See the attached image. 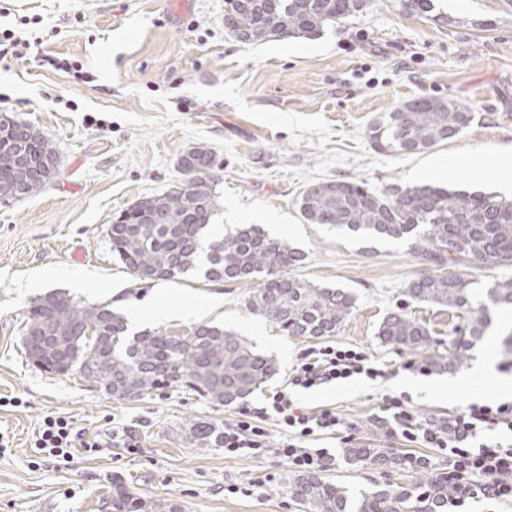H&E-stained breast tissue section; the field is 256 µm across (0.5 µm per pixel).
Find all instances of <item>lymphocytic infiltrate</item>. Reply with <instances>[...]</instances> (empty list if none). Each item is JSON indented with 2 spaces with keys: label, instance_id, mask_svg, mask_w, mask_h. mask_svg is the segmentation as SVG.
<instances>
[{
  "label": "lymphocytic infiltrate",
  "instance_id": "lymphocytic-infiltrate-1",
  "mask_svg": "<svg viewBox=\"0 0 512 512\" xmlns=\"http://www.w3.org/2000/svg\"><path fill=\"white\" fill-rule=\"evenodd\" d=\"M384 375L365 352L346 347H322L309 361L300 363L289 387L271 397L276 421L286 433L279 453L289 466L302 472L323 471L332 459L329 450L307 448L303 442L316 434L336 432L341 424L333 409L299 406L292 396L293 389L356 376L375 380ZM382 408L393 431L406 441L446 451L447 478L457 492L456 507L478 498L512 503V401L469 404L451 416L444 428L418 422L404 395L383 396ZM259 415V410L241 408L238 420L224 428L225 453L257 456L266 451L267 432L257 422ZM87 445L82 431L62 417L45 420L35 441L42 453L62 459L69 458L72 449Z\"/></svg>",
  "mask_w": 512,
  "mask_h": 512
}]
</instances>
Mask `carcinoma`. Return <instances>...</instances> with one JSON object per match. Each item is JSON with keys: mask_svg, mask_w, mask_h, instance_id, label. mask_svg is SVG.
Returning a JSON list of instances; mask_svg holds the SVG:
<instances>
[{"mask_svg": "<svg viewBox=\"0 0 512 512\" xmlns=\"http://www.w3.org/2000/svg\"><path fill=\"white\" fill-rule=\"evenodd\" d=\"M368 5V0H224V30L248 43L320 35ZM473 113L463 103L430 96L412 99L388 120L369 127L380 150L419 152L458 137ZM22 147L0 146V202L41 192L58 176L56 152L30 124ZM185 179L167 190L137 199L112 217L107 236L112 257L142 284L176 281L199 272L208 281L237 282L247 288L249 310L273 322L285 335L333 336L352 312L354 296L344 288L314 285L294 273L305 254L258 224H238L213 232L219 211L216 192L221 163L205 147H190L178 160ZM308 224L399 240L415 238L414 255L423 263L486 260L512 265V202L496 195L450 191L431 184L393 186L383 193L359 178L319 182L299 201ZM476 280L467 273L424 275L405 291V306L383 317L380 342L423 353L436 340L428 327L406 310L410 304L466 308L472 316L456 329L463 343L480 339L490 323L489 306L512 308V279L496 281L487 301L475 299ZM24 335L44 344L30 362L40 370L73 372L128 400L153 390L188 387L200 396L231 405L258 390L277 373L274 359L255 351L236 333L201 324L186 336L161 329L128 334L127 320L110 303L81 304L52 291L28 308ZM200 444L223 442L224 432L208 422L191 427ZM351 462L404 464L373 448H350ZM289 493L305 512H444L455 490L441 477L415 478L401 486L359 492L308 473L289 483ZM154 506L132 491L112 485V512H150Z\"/></svg>", "mask_w": 512, "mask_h": 512, "instance_id": "1", "label": "carcinoma"}]
</instances>
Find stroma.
<instances>
[{"label": "stroma", "mask_w": 512, "mask_h": 512, "mask_svg": "<svg viewBox=\"0 0 512 512\" xmlns=\"http://www.w3.org/2000/svg\"><path fill=\"white\" fill-rule=\"evenodd\" d=\"M7 31L30 40L31 49L12 54ZM421 95L465 103L474 119L459 138L420 153L378 150L370 125ZM1 113L53 144L60 175L37 195L0 204V512H111L116 479L147 503L179 512H304L288 492L295 473L278 453L285 433L274 418L263 422L268 449L257 457L191 444L188 427H222L235 423L241 406H268L297 364L326 345L362 349L385 372L296 394L304 406L331 407L341 417L339 431L316 445L334 456L324 478L354 493L407 480L400 470L349 464L345 450L355 444L426 461L425 478L448 469L438 449L390 432L381 402L403 393L400 381L413 382L410 407L435 426L472 402L499 400L502 384L512 382V370L501 367L510 308L493 309L482 341L465 346L454 328L469 311L412 306L448 363L423 374L407 370L422 354L382 346L377 328L410 282L455 273V266L420 262L402 240L305 223L298 208L312 184L356 177L379 191L415 185L450 156L458 168L435 185L500 191L511 200L496 169L472 168L466 159L512 151V0H435L425 14L370 0L317 38L252 45L225 32L224 0H0ZM192 146L210 148L223 166L217 228L263 225L304 253L299 275L356 295L335 335H284L246 308L237 283L190 274L140 288L113 260V215L177 183L178 159ZM53 290L85 304L111 302L128 318L153 304L199 307L196 316L138 327L184 336L198 324H218L274 358L279 370L240 406L179 387L113 399L79 375L45 373L25 358L28 307ZM485 341L493 375L455 383ZM49 416L66 418L98 448L73 449L66 461L37 453L34 440Z\"/></svg>", "instance_id": "obj_1"}]
</instances>
